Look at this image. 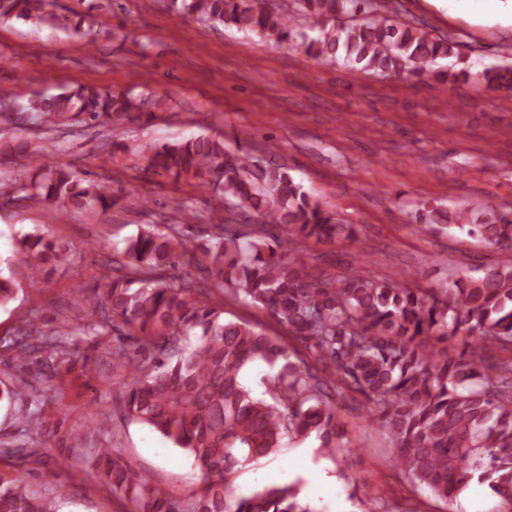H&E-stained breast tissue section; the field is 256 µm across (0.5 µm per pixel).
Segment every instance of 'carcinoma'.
Segmentation results:
<instances>
[{"mask_svg":"<svg viewBox=\"0 0 512 512\" xmlns=\"http://www.w3.org/2000/svg\"><path fill=\"white\" fill-rule=\"evenodd\" d=\"M170 8L205 23L232 26L279 44L300 45L314 58L342 60L387 77L428 74L441 84L472 80L492 92L512 93V65L481 71L458 57L456 43L432 37L420 22L399 17L377 0H168ZM314 22V37L297 28L296 14ZM11 17L84 35L82 15L57 8L56 0H0V20ZM21 104L28 122L49 134L77 124L122 129L147 113L152 98L79 85L21 103L0 92V118L17 121ZM143 171L183 180L219 197L210 211L211 231L198 239L174 226L155 224L130 236L112 272L94 288L97 319L79 329L44 330L38 316L21 322L12 360L27 366L35 350L63 361L72 336L88 330L132 339L106 350L125 371L129 414L187 452L202 479L201 493L182 504L166 490L137 477L112 448L88 449V465L135 512H311L295 486H265L238 497L236 468L266 457L285 438L314 434L329 456L338 444L336 395L349 389L365 397L367 418L394 441L399 471L450 503L474 478L488 479L512 502V360L488 364L492 349L512 351V222L493 208L475 214L424 203L422 224L464 232L500 250L492 263L446 288H413L396 280L370 279L359 271L317 279L306 271L305 244L331 240L344 227L333 221L275 159L264 162L243 146L201 134L162 146L136 149ZM3 154L23 160L0 198L65 214L107 212L112 192L85 180L70 166H46L16 135ZM231 208L253 215L257 229L241 233L224 216ZM17 247L38 267L54 268L66 247L36 229ZM184 265L197 276H177ZM244 296L267 310L306 350L289 354L283 338L246 322L224 318L218 298ZM195 342H190V337ZM465 339L457 350L449 342ZM263 363L276 370L268 397L244 384L242 371ZM36 390L26 377L0 388V402H27ZM90 420L74 435L84 442L107 428ZM69 495L42 497L24 475L0 478V512H58Z\"/></svg>","mask_w":512,"mask_h":512,"instance_id":"1","label":"carcinoma"}]
</instances>
